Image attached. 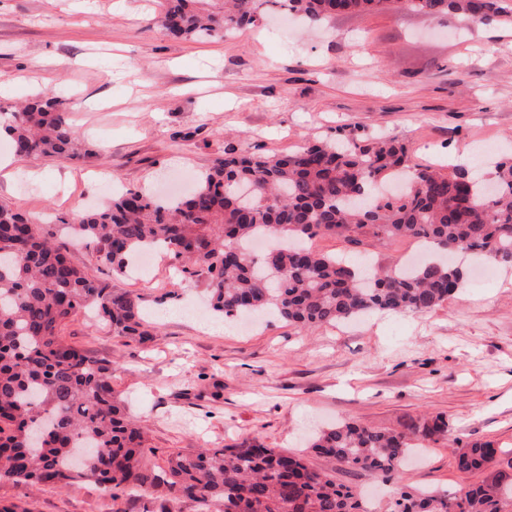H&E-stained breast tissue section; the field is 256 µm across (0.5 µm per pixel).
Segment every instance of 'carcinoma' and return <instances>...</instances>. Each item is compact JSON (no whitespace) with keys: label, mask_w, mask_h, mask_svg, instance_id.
Returning <instances> with one entry per match:
<instances>
[{"label":"carcinoma","mask_w":512,"mask_h":512,"mask_svg":"<svg viewBox=\"0 0 512 512\" xmlns=\"http://www.w3.org/2000/svg\"><path fill=\"white\" fill-rule=\"evenodd\" d=\"M288 12L319 21L400 4L438 17L512 21V0H283ZM151 22L170 35L209 39L259 19V0H160ZM13 153L78 158L82 148L65 100L38 95L5 118ZM341 145L316 141L286 155L229 150L184 199L128 188L100 208L57 222L96 260L123 273L137 253L162 251L207 283L213 311L226 318L271 310L300 329L374 312L427 313L454 294L463 271L455 253L512 263V157L489 176L463 165L441 172L412 163L391 139ZM320 235L358 244L371 235L436 243L448 257L360 276L343 258L309 244ZM44 225L0 203V477L65 486L92 479L111 495L153 482L141 466L144 433L112 396V364L91 359L62 337L78 311L93 308L118 335L138 343L156 327L138 298L117 292L74 265ZM448 435L437 417L420 443L345 422L311 445L329 467L250 444L172 454L161 479L174 499L221 512H367L364 500L330 472L338 466L399 473L408 455ZM95 452L88 469L67 461ZM459 471L491 480L455 491L401 494L393 512H512V457L490 441L454 452Z\"/></svg>","instance_id":"carcinoma-1"}]
</instances>
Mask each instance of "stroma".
<instances>
[{"label":"stroma","instance_id":"35a3bbf8","mask_svg":"<svg viewBox=\"0 0 512 512\" xmlns=\"http://www.w3.org/2000/svg\"><path fill=\"white\" fill-rule=\"evenodd\" d=\"M152 0H0V110L53 91L64 96L85 156L33 155L0 201L47 222L109 199L112 185L153 192L199 178L225 150L282 155L337 133L386 137L414 163L448 170L512 152V24L409 10L339 14L318 27L283 24L263 0L251 26L204 41L150 23ZM55 242L117 291L140 299L158 326L150 341L114 335L78 313L62 332L111 362L112 393L148 434L142 463L163 466L188 448L243 442L303 456L344 421L400 434L435 417L446 440L400 477L340 468L336 482L388 512L399 492L457 490L482 474L457 471L451 442L512 450V267L475 263L461 288L426 314H371L306 330L269 314L213 328L204 281L159 258L115 274L64 230ZM312 247L359 267L403 262L411 243L355 246L319 236ZM0 504L23 512H220L174 502L165 485L119 498L89 481L66 487L0 479Z\"/></svg>","mask_w":512,"mask_h":512}]
</instances>
